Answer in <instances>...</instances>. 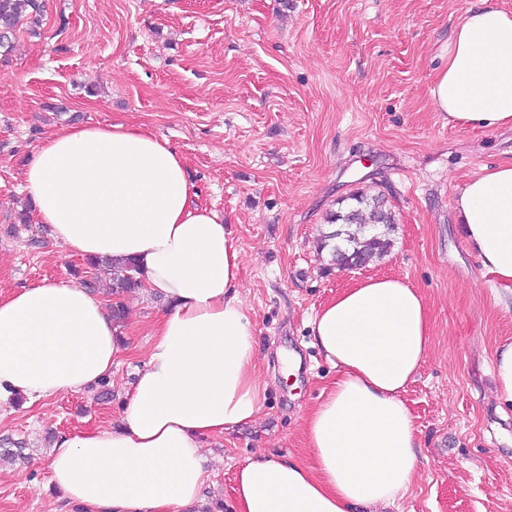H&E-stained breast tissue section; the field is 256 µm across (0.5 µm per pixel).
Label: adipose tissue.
Here are the masks:
<instances>
[{"instance_id": "adipose-tissue-1", "label": "adipose tissue", "mask_w": 512, "mask_h": 512, "mask_svg": "<svg viewBox=\"0 0 512 512\" xmlns=\"http://www.w3.org/2000/svg\"><path fill=\"white\" fill-rule=\"evenodd\" d=\"M430 93L450 123L512 126V14L489 2L466 10ZM23 189L55 243L100 263L134 261L166 304L119 425L55 437L52 483L70 512H191L210 479L207 442L253 423L264 391L229 225L197 202L169 140L139 126L61 127L34 151ZM455 209L483 270L512 288V161L469 180ZM309 327L337 370L304 417L312 461L247 459L234 512H386L419 464L403 395L426 362L429 306L404 279L370 277ZM123 352L102 297L73 282L0 296V409L95 386Z\"/></svg>"}]
</instances>
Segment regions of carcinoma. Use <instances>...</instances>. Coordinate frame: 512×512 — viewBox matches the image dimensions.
<instances>
[{
	"instance_id": "obj_1",
	"label": "carcinoma",
	"mask_w": 512,
	"mask_h": 512,
	"mask_svg": "<svg viewBox=\"0 0 512 512\" xmlns=\"http://www.w3.org/2000/svg\"><path fill=\"white\" fill-rule=\"evenodd\" d=\"M43 8V0H0V49H9L10 36L23 21L38 23ZM350 200L354 201L353 205L330 215L328 223L337 228L322 235L318 246L329 250L335 264L345 254L356 266L363 267L373 258L387 253L395 218L378 196L369 197L357 192ZM136 272L132 264L113 266L112 294L121 295L141 287Z\"/></svg>"
}]
</instances>
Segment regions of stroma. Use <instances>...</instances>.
<instances>
[{"instance_id":"stroma-1","label":"stroma","mask_w":512,"mask_h":512,"mask_svg":"<svg viewBox=\"0 0 512 512\" xmlns=\"http://www.w3.org/2000/svg\"><path fill=\"white\" fill-rule=\"evenodd\" d=\"M0 56V293L44 279L95 280L35 223L24 171L63 124H143L183 155L202 205L230 224L239 291L266 382L257 423L206 446L208 512H232L234 475L271 453L309 460L302 417L335 377L307 322L360 279L393 275L425 295L428 357L403 395L421 444L391 512H512V406L493 392L495 348L512 341V291L493 286L454 202L482 168L512 161V127L451 125L430 90L454 29L479 0H44ZM384 195L388 252L343 271L318 252L328 216L356 192ZM125 354L111 399L63 392L0 410V512H68L49 482L52 440L117 423L164 305L124 295Z\"/></svg>"}]
</instances>
